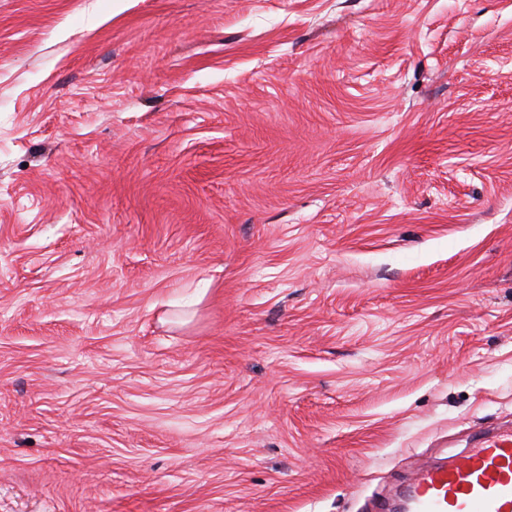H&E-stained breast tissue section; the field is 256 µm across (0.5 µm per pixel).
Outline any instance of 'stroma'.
Segmentation results:
<instances>
[{"instance_id": "obj_1", "label": "stroma", "mask_w": 512, "mask_h": 512, "mask_svg": "<svg viewBox=\"0 0 512 512\" xmlns=\"http://www.w3.org/2000/svg\"><path fill=\"white\" fill-rule=\"evenodd\" d=\"M503 424L512 0H0V512H379Z\"/></svg>"}]
</instances>
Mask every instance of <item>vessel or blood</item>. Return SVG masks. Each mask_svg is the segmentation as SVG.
I'll return each instance as SVG.
<instances>
[{
  "instance_id": "1",
  "label": "vessel or blood",
  "mask_w": 512,
  "mask_h": 512,
  "mask_svg": "<svg viewBox=\"0 0 512 512\" xmlns=\"http://www.w3.org/2000/svg\"><path fill=\"white\" fill-rule=\"evenodd\" d=\"M405 512H512V430L475 440L467 452L418 469Z\"/></svg>"
}]
</instances>
